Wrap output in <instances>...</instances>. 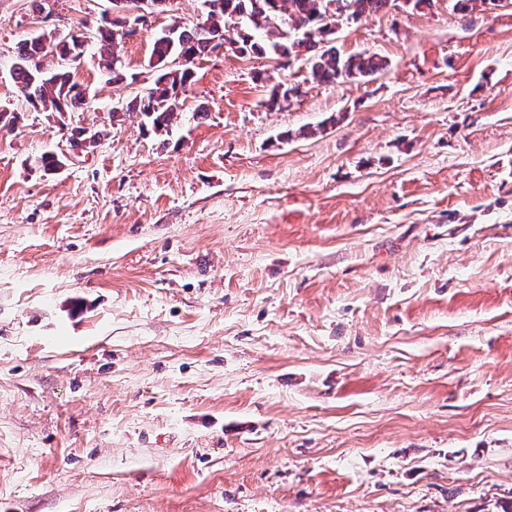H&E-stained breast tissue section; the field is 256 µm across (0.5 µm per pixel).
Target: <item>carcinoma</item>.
<instances>
[{"label": "carcinoma", "mask_w": 512, "mask_h": 512, "mask_svg": "<svg viewBox=\"0 0 512 512\" xmlns=\"http://www.w3.org/2000/svg\"><path fill=\"white\" fill-rule=\"evenodd\" d=\"M391 0H206L209 5L204 25L192 29L172 26L152 45L149 67L157 72L154 87L144 97L128 103L157 130H169L180 103L194 82L191 64L197 58L225 43L226 21L236 20L244 33L239 48L262 56L268 49L278 55L299 59L307 57L311 75L321 82L340 83L367 79L389 66V61L374 54L343 55L330 46L322 51L313 48L336 32L340 19L359 20L376 12ZM116 23L105 21L97 27L95 39L100 57L99 67L111 75L112 83L125 79L114 64L112 45ZM54 53L62 61H76L83 53L81 36L54 33L38 35L24 42L13 68V79L31 104L51 112H73L87 104L81 86L70 72H54L39 67L41 58ZM183 55L186 63L179 68L169 66V59Z\"/></svg>", "instance_id": "obj_1"}]
</instances>
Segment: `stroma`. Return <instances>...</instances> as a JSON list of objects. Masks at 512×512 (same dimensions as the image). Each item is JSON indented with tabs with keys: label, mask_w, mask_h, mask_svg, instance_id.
Here are the masks:
<instances>
[{
	"label": "stroma",
	"mask_w": 512,
	"mask_h": 512,
	"mask_svg": "<svg viewBox=\"0 0 512 512\" xmlns=\"http://www.w3.org/2000/svg\"><path fill=\"white\" fill-rule=\"evenodd\" d=\"M166 7L121 13L123 83L87 45L59 114L17 48L110 0H0V512H505L512 0L340 21L367 81L210 53L161 133L124 106L206 12Z\"/></svg>",
	"instance_id": "1"
}]
</instances>
